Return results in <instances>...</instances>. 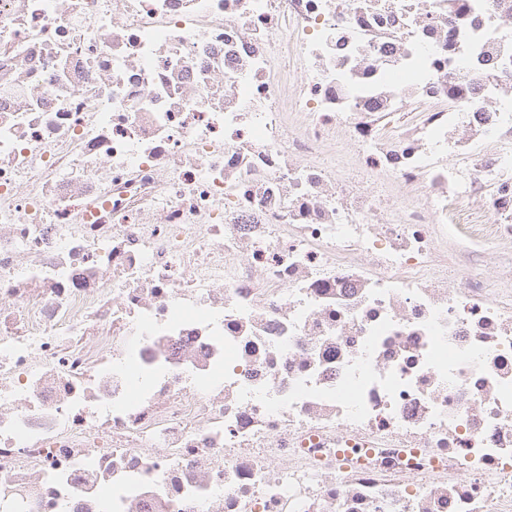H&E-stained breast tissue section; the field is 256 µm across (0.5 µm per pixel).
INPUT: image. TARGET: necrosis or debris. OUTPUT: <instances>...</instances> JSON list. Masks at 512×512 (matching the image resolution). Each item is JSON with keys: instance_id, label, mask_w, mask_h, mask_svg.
I'll list each match as a JSON object with an SVG mask.
<instances>
[{"instance_id": "necrosis-or-debris-1", "label": "necrosis or debris", "mask_w": 512, "mask_h": 512, "mask_svg": "<svg viewBox=\"0 0 512 512\" xmlns=\"http://www.w3.org/2000/svg\"><path fill=\"white\" fill-rule=\"evenodd\" d=\"M0 512H512V0H0Z\"/></svg>"}]
</instances>
